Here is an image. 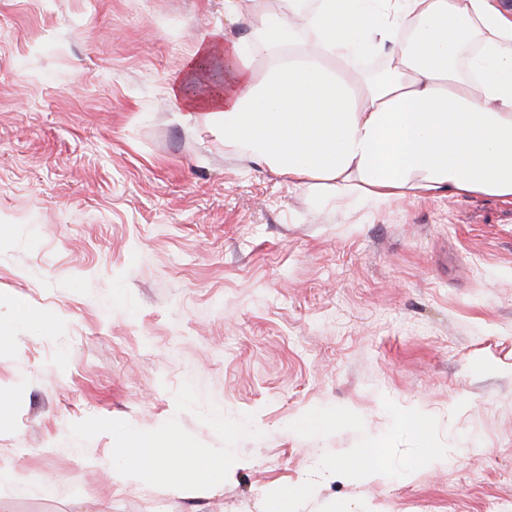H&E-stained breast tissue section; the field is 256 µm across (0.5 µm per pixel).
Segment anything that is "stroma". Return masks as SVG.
<instances>
[{
	"mask_svg": "<svg viewBox=\"0 0 512 512\" xmlns=\"http://www.w3.org/2000/svg\"><path fill=\"white\" fill-rule=\"evenodd\" d=\"M222 29L224 0H0V512H505L512 202L314 207L177 121ZM171 423L223 486L113 482L118 429Z\"/></svg>",
	"mask_w": 512,
	"mask_h": 512,
	"instance_id": "1",
	"label": "stroma"
}]
</instances>
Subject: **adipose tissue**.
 <instances>
[{"label": "adipose tissue", "mask_w": 512, "mask_h": 512, "mask_svg": "<svg viewBox=\"0 0 512 512\" xmlns=\"http://www.w3.org/2000/svg\"><path fill=\"white\" fill-rule=\"evenodd\" d=\"M382 57L367 75L358 60ZM167 94L185 126L345 213L418 196L512 202V18L497 0H279L216 33ZM128 485L218 486L225 452L136 434Z\"/></svg>", "instance_id": "adipose-tissue-1"}]
</instances>
